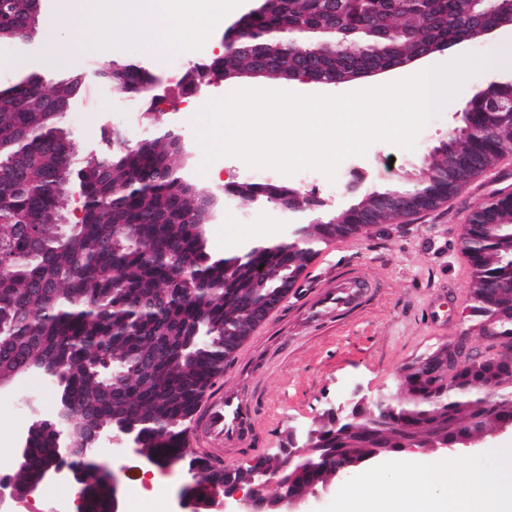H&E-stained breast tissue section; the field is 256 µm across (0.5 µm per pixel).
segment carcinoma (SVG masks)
<instances>
[{
  "instance_id": "cac0c4a2",
  "label": "carcinoma",
  "mask_w": 512,
  "mask_h": 512,
  "mask_svg": "<svg viewBox=\"0 0 512 512\" xmlns=\"http://www.w3.org/2000/svg\"><path fill=\"white\" fill-rule=\"evenodd\" d=\"M31 0H0V10L22 18ZM471 0H409L396 8L391 0H347L343 26L353 44L336 54L320 52L314 67L321 79L350 83L369 66L389 68L408 59L422 39L449 40L473 35ZM370 18L392 30L397 55L374 48L365 33ZM326 23V0H287L283 7L248 16L247 40L262 44L266 32L291 28L319 30ZM263 61L226 52L211 64L219 76L242 73ZM105 78L125 94L144 98L153 82L136 62H105ZM80 89L74 76L48 92L17 85L0 96V252L12 256L0 274V385L20 374L58 370L67 377L60 401L82 410L81 419L105 428L130 418L139 423L142 448L162 462L187 468L199 489L215 481L228 484L235 475L214 468L182 444L204 389L228 363L224 328L239 336L253 329L243 313L251 296L254 272L266 281L270 302L289 274L303 273L316 246L341 238L329 224L307 228L308 244L288 250L264 249L244 262L206 251L196 233L194 212L202 191L183 178L178 152L160 137L146 146L127 147L112 136L114 154L88 168L69 167L73 146L60 123ZM492 101L477 100L464 110L463 127L477 129L491 119ZM493 138L458 132L448 137L451 153L434 150L427 174L400 188L364 190L356 196L344 223L368 217L369 208L395 194L413 193L446 200L461 190L448 181L460 162L482 172L485 162L512 147V120L498 118ZM83 186L82 216L64 223L61 201L65 183ZM250 199L283 200L300 213H310L315 200L277 181L250 184ZM465 249L473 262L472 296L481 312H489L481 289L512 278V192L501 190L472 215ZM466 386L450 395L424 382L405 380V396L392 401L384 417L362 425L336 427L323 423L317 447L304 462L283 461L282 480L296 489L321 485L344 460L349 449L364 458L377 448L402 447L408 437L456 435L478 431L512 414V369H500L502 386L488 396L477 368L460 371ZM49 440L36 441L26 467L13 481L26 482L40 467Z\"/></svg>"
}]
</instances>
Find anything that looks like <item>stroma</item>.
<instances>
[{
  "instance_id": "1",
  "label": "stroma",
  "mask_w": 512,
  "mask_h": 512,
  "mask_svg": "<svg viewBox=\"0 0 512 512\" xmlns=\"http://www.w3.org/2000/svg\"><path fill=\"white\" fill-rule=\"evenodd\" d=\"M256 5L257 0H215L211 24L203 32L173 46L169 54L181 56L183 48L188 46L198 52H216L224 39L225 27ZM453 52L475 54L487 62L485 68L465 81L467 92L472 95L512 64V38L493 35L462 43ZM119 55L124 60L143 62L162 80L166 97L158 107L160 121L153 129L159 132L177 128L185 143L179 159L181 168L197 189L215 196L205 237L209 252L219 257L238 252V244L244 239L255 245L268 243L270 234L286 232L292 216L245 200L237 201L232 207L225 206V186L248 181L251 169L236 157L206 160L194 123L205 114L210 102L236 89L260 86L303 95H341L379 83L375 77L336 86L268 78L239 79L222 82L186 103L181 98L179 81L185 68L192 66V59L184 58L181 69H170L165 64L166 56L160 55L148 40L124 44ZM0 58L13 62L12 67H0L1 86L19 75L37 73L49 91L73 75L90 71L98 61L97 56L82 53L53 58L41 47L24 56L13 44L5 42L0 43ZM465 106V100L455 97L439 106L418 134L414 150L379 141L365 155L344 159L340 170L366 173L370 185L404 184L407 175L419 169L433 148L459 126V114ZM144 109L140 99L113 93L102 83L89 79L72 99L61 127L75 147L76 159L80 160L93 151L102 154L111 150L110 132L116 126L125 131L131 142L145 139L146 127L139 118ZM205 163L219 170V180H210L201 173ZM268 177L338 208L352 200L345 188L334 187L315 170L291 176L272 170ZM500 190L512 191V155L505 157L494 173L478 177L433 211L401 217L367 233L319 245L295 287L247 340L248 347L263 350L268 358L254 393L257 414L262 421L263 455L276 452L289 427L318 425L324 411L352 389H361L369 396L399 394L398 375L402 369L439 347L463 337L472 347L488 348L490 341L479 330L482 318L474 309L472 268L461 248V237L471 212ZM353 270L362 271L375 284L367 301L335 321L300 323L306 301L328 287L336 276ZM57 392V385L38 375L15 378L8 388L0 391V445H16L27 424L26 416L15 414L12 409L18 399H36L43 410L49 411L56 404ZM506 443L512 444L510 430L488 434L473 447L454 453L429 450L425 456L447 459L452 469L491 471L497 465L498 449ZM407 457L404 451L373 457L350 475L332 479L323 491L303 504V512H335L337 501L361 485L368 470L381 467L390 475ZM107 462L118 477L120 512H129L128 505L132 502L149 506L151 512H182L180 492L191 477L180 466L165 469L167 483L146 494L138 483L146 468L142 458L124 453L108 457Z\"/></svg>"
}]
</instances>
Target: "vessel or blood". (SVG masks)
<instances>
[{"instance_id":"b4317fda","label":"vessel or blood","mask_w":512,"mask_h":512,"mask_svg":"<svg viewBox=\"0 0 512 512\" xmlns=\"http://www.w3.org/2000/svg\"><path fill=\"white\" fill-rule=\"evenodd\" d=\"M370 293L369 283L363 276L338 278L316 295L307 307L304 318L316 323L348 312L361 304ZM264 365L263 358H253L251 370L239 373L235 385L204 394L191 417L186 436L190 447L218 463L223 460L221 451L227 444L254 454L260 452L261 442L256 437L260 429L259 419L242 391L253 386L256 370Z\"/></svg>"}]
</instances>
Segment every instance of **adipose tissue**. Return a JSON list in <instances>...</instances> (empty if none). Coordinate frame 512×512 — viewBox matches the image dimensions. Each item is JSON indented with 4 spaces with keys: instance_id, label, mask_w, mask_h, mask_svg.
Returning a JSON list of instances; mask_svg holds the SVG:
<instances>
[{
    "instance_id": "obj_1",
    "label": "adipose tissue",
    "mask_w": 512,
    "mask_h": 512,
    "mask_svg": "<svg viewBox=\"0 0 512 512\" xmlns=\"http://www.w3.org/2000/svg\"><path fill=\"white\" fill-rule=\"evenodd\" d=\"M124 23L113 27V16ZM66 30L106 28L108 39L86 44L85 52L109 54L113 44L147 38L166 53L185 36L174 0H65ZM336 512H512V448H502L492 473L449 472L447 466H400L392 478L372 470L365 482L342 497Z\"/></svg>"
}]
</instances>
